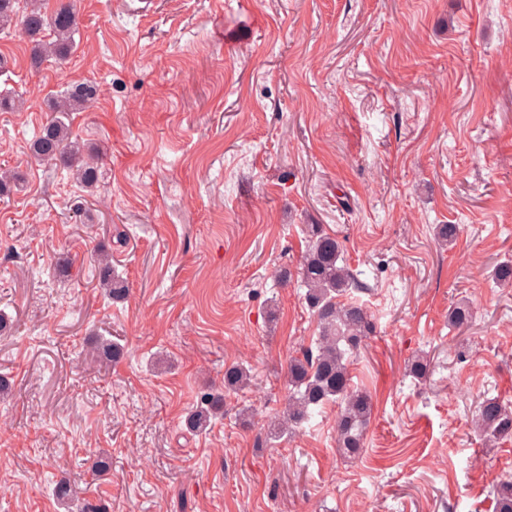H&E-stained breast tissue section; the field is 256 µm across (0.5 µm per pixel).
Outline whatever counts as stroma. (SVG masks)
<instances>
[{
	"instance_id": "obj_1",
	"label": "stroma",
	"mask_w": 512,
	"mask_h": 512,
	"mask_svg": "<svg viewBox=\"0 0 512 512\" xmlns=\"http://www.w3.org/2000/svg\"><path fill=\"white\" fill-rule=\"evenodd\" d=\"M78 6L65 65L0 33V91L26 101L0 112V165L23 177L0 202V512H493L512 440L484 447L471 418L512 399V288L489 283L512 257V0ZM86 81L100 95L72 131L103 162L91 190L29 150L49 97ZM308 224L341 242L376 323L350 365L374 403L357 458L333 405L279 441L262 429L317 336L304 288L272 277ZM438 224L460 225L455 247ZM103 247L125 301L98 287ZM93 336L124 358L97 362ZM234 361L250 387L190 432Z\"/></svg>"
}]
</instances>
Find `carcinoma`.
Here are the masks:
<instances>
[{"label": "carcinoma", "mask_w": 512, "mask_h": 512, "mask_svg": "<svg viewBox=\"0 0 512 512\" xmlns=\"http://www.w3.org/2000/svg\"><path fill=\"white\" fill-rule=\"evenodd\" d=\"M27 35L32 64L37 66L51 58L58 64L67 62L76 42L78 27L77 0H64L57 8L47 11L40 0H0V31L10 27ZM52 40L42 39L43 33ZM99 86L83 82L49 102V114L42 123L31 151L40 161L55 164L72 172L84 187H93L99 179V162L94 155L83 157V147L72 140L69 114L95 101ZM457 224H441L436 229L438 241L452 246L459 235ZM308 245L298 267L297 276L305 287V301L317 317L319 335L314 346L288 361V400L282 416L264 426L267 436L279 439L309 423L325 406L335 404L337 447L349 457L358 456L364 446L366 429L373 414L371 397L352 386L349 366L353 354L361 350L376 331L372 315L349 297L351 288L361 282L348 267L336 237L326 233L319 224L306 225ZM99 285L113 300L126 295L128 285L112 270V254H98ZM497 286L512 284V262L498 264L491 275ZM473 319L471 307L455 304L448 313V327L460 330ZM92 350L105 361H117L123 347L99 338ZM249 369L242 363L224 367V390L206 393L186 418V426L193 432L203 431L210 420L224 409L227 395L243 389L249 382ZM475 427L488 442L512 437V402L499 396L486 397L475 412ZM495 512H512V477L500 478L492 485Z\"/></svg>", "instance_id": "cac0c4a2"}]
</instances>
